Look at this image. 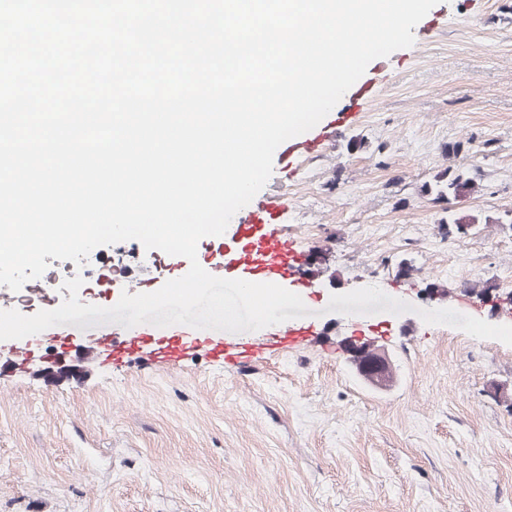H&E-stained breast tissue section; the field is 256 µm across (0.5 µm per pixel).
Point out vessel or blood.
Segmentation results:
<instances>
[{
    "instance_id": "vessel-or-blood-1",
    "label": "vessel or blood",
    "mask_w": 512,
    "mask_h": 512,
    "mask_svg": "<svg viewBox=\"0 0 512 512\" xmlns=\"http://www.w3.org/2000/svg\"><path fill=\"white\" fill-rule=\"evenodd\" d=\"M377 94L376 85L369 80L351 87L347 94L346 111L336 113L334 122L315 127L308 136L294 137L282 143L278 150L280 160L289 166L324 153L335 136L337 125L351 122ZM284 207L281 196H255L245 209L230 220L224 233L229 245L220 251L218 261L205 263V270L217 277L255 283L278 284L289 279L298 270L301 260L293 242L278 225L279 213ZM308 336L309 329L305 323H289L273 348L288 351L303 347ZM101 345L116 358L143 348L153 350L163 359L174 361L202 346L219 357L227 358L233 354L232 347L219 340L207 342L200 337L186 339L177 333L165 330L150 332L142 328L110 332L102 339Z\"/></svg>"
}]
</instances>
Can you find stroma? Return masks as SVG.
Returning <instances> with one entry per match:
<instances>
[{"label":"stroma","instance_id":"1","mask_svg":"<svg viewBox=\"0 0 512 512\" xmlns=\"http://www.w3.org/2000/svg\"><path fill=\"white\" fill-rule=\"evenodd\" d=\"M437 9L447 25L395 51L380 96L281 183L306 346L171 366L113 359L94 331L61 356L51 328L0 341V512H512V345L417 314L512 325V0ZM450 165L476 185L445 210L421 187ZM451 212L475 231L441 230ZM105 262L135 283L177 259L129 240L83 265ZM366 286L412 311L327 312ZM354 337L388 352L389 386L351 367ZM54 355L73 378L45 374Z\"/></svg>","mask_w":512,"mask_h":512}]
</instances>
